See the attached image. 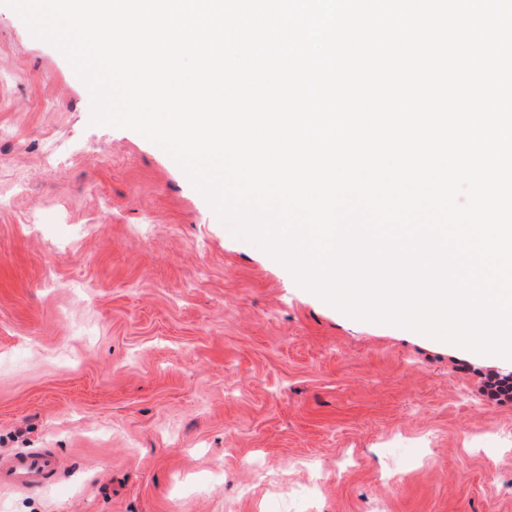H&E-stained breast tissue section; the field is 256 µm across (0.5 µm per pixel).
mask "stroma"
Returning a JSON list of instances; mask_svg holds the SVG:
<instances>
[{
	"label": "stroma",
	"mask_w": 512,
	"mask_h": 512,
	"mask_svg": "<svg viewBox=\"0 0 512 512\" xmlns=\"http://www.w3.org/2000/svg\"><path fill=\"white\" fill-rule=\"evenodd\" d=\"M91 118L0 5V455L62 460L0 512H512L511 362L325 302Z\"/></svg>",
	"instance_id": "35a3bbf8"
}]
</instances>
